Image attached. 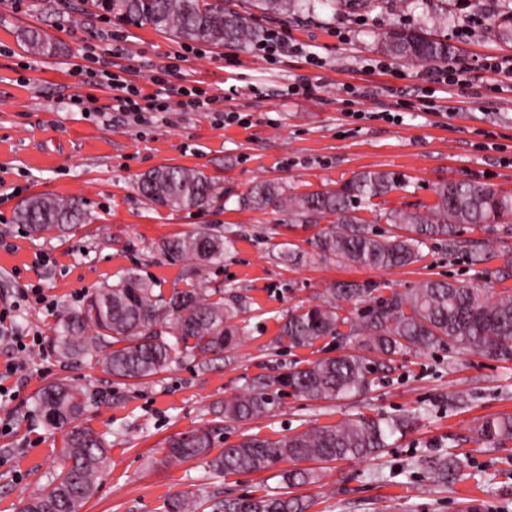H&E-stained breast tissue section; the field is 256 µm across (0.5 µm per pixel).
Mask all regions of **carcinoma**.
Segmentation results:
<instances>
[{
	"instance_id": "obj_1",
	"label": "carcinoma",
	"mask_w": 512,
	"mask_h": 512,
	"mask_svg": "<svg viewBox=\"0 0 512 512\" xmlns=\"http://www.w3.org/2000/svg\"><path fill=\"white\" fill-rule=\"evenodd\" d=\"M120 22L148 25L174 37L212 45L246 44L259 32L247 12L257 9L285 19L298 8V0H246V10L224 8V0H84ZM23 44L33 53L52 57L59 43L37 28H23ZM380 47L405 61L446 64L454 48L424 29L385 33ZM405 175L386 170H365L338 189L290 194L282 182H256L241 197L244 206L272 208L288 214V221L312 226L333 216L336 222L319 232L306 251L288 244L276 258L284 265L334 261L373 268L403 267L422 258L428 243L438 241L452 257L469 250L471 261L482 264L496 258L491 275L512 278V250L504 247L488 254L481 243L463 237L466 230L497 232L512 219V195L473 180L436 185L435 200L423 210L388 209L379 214L393 227L380 235L357 215L378 206L397 190H406ZM138 191L147 201L169 208L203 207L218 196L216 182L202 171L161 166L144 174ZM86 214L75 200L46 195L27 200L16 213L33 235L58 231L65 234L84 223ZM233 241L209 228L166 239L159 255L169 262L194 261L185 287L170 295L155 292V283L135 267L97 289L78 308L67 311L54 329L52 346L63 359L96 358L102 369L119 381H138L164 372L182 356L207 364L223 357L242 332L234 320L245 312L239 297L224 301V290L206 285L202 272L220 263ZM372 283L336 282L318 296V303L301 305L280 325L277 341L285 347L313 348L322 339L339 342V353L320 357L303 368L252 379L244 393L224 401L218 413L227 421L247 422L268 417L276 407L273 387L291 389L308 400H333L367 393L377 386L379 373L390 369L395 355L457 344L502 362H512V290L492 293L457 282L426 279L408 292L391 289L375 294ZM96 403L86 388L64 382L46 386L37 398L45 425L67 430V465L23 505L21 512H79L97 486L107 455L105 439L85 425L83 417ZM414 414L368 417L361 415L337 425H315L278 439L245 435L242 440L214 452L213 430L198 428L172 437L169 457L185 462L201 458L217 477L269 471L289 461L292 469L277 474L279 486L261 495L214 500L210 512H308L312 502L295 489L321 480L317 467L303 462L327 463L368 458L390 446L404 432ZM481 441L503 446L512 442V414L483 417L473 427ZM426 478L433 484L462 479L455 456L421 459ZM166 512H197L192 493L168 498Z\"/></svg>"
}]
</instances>
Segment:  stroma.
<instances>
[{
  "label": "stroma",
  "instance_id": "stroma-1",
  "mask_svg": "<svg viewBox=\"0 0 512 512\" xmlns=\"http://www.w3.org/2000/svg\"><path fill=\"white\" fill-rule=\"evenodd\" d=\"M500 0H448V18L427 21L409 0H386L376 8L334 13L318 0L315 9L287 19L292 43L302 50L270 63L253 45H202L200 53L171 35L143 26H117L80 0H0V296L14 289L42 288L46 303H30L17 322L25 331L51 339L66 309L83 304L124 269L136 267L163 293L182 287L184 263L164 261L156 252L163 239L204 227L223 229L235 241L221 264L207 270L210 287L225 297L245 298L246 330L223 359L202 365L180 359L162 374L138 384L113 381L101 366L84 358L69 361L57 353H12L0 343V369L10 361L30 369L16 401L20 419L11 434L0 433V512H20L24 502L66 463L67 434L47 430L36 396L49 383L65 381L104 395L88 424L110 444L96 494L81 512H165L167 499L181 492L205 497L253 495L276 486L271 472L212 478L201 460L178 462L166 443L198 427L214 430L216 448L245 435L272 439L314 425L337 424L364 413L418 417L390 448L375 459L323 464L320 483L303 487L313 500L309 512H458L465 499L486 501L489 512H512V443L497 448L476 439L472 428L482 417L512 413V362L505 363L445 346L397 356L374 391L332 401L306 400L291 390L261 421L229 422L216 417L217 402L244 392L260 374L275 375L305 366L312 353L278 344L282 319L336 282L376 283L405 291L424 279L458 281L476 288H512L490 282L486 266L472 263L468 251L448 255L433 243L422 261L377 269L317 262L302 267L279 263L281 244L309 249L316 230L289 226L287 216L267 209L239 207L236 197L253 182L276 179L289 193L340 187L363 170L404 173L406 190L387 195L389 208L433 202V187L443 180L474 179L512 194V75L482 71L489 57L512 58V41L489 27ZM482 23L466 36L459 29L471 16ZM25 27L47 32L61 45L54 57L29 53L18 33ZM436 28L456 48V59L477 71L475 87L455 89L461 109L432 112L423 105L427 64L392 60L387 72L373 70L383 59L380 33L391 28ZM347 39H340V32ZM323 58L309 65L306 51ZM92 53L128 68L137 83L161 66L174 77L207 91L237 88L225 111L250 117L249 127L224 125L210 112H173L165 119L136 125L110 111L108 91L82 84L71 63ZM320 80L318 97L287 95L299 78ZM494 84L493 102L484 85ZM349 86L372 87V99L353 98ZM91 95L97 112L75 111L74 94ZM350 110L365 112L351 121ZM384 110L400 112L403 122L379 119ZM178 165L203 171L229 197L205 207L170 209L151 205L137 181L148 171ZM49 195L78 200L88 221L65 236H31L15 220L28 198ZM462 403L449 405L450 395ZM456 454L466 464V479L448 486L429 485L416 461L423 455Z\"/></svg>",
  "mask_w": 512,
  "mask_h": 512
}]
</instances>
